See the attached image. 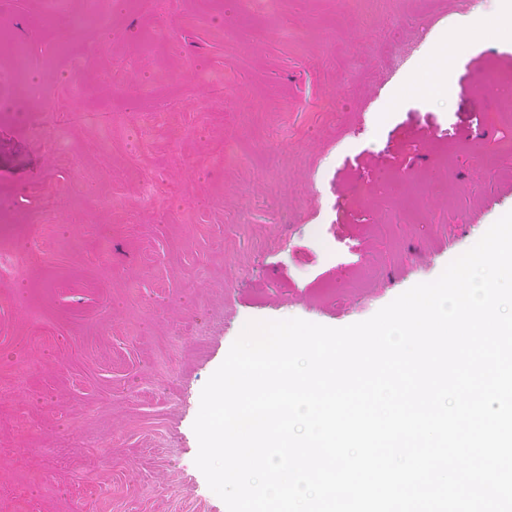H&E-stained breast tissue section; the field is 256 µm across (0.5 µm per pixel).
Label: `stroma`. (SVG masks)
<instances>
[{
    "mask_svg": "<svg viewBox=\"0 0 512 512\" xmlns=\"http://www.w3.org/2000/svg\"><path fill=\"white\" fill-rule=\"evenodd\" d=\"M1 19L0 512H227L193 423L244 325L367 320L512 211V0ZM3 55H8L17 63L21 71L33 66L25 46L16 39L8 26L0 23V56L3 57Z\"/></svg>",
    "mask_w": 512,
    "mask_h": 512,
    "instance_id": "1",
    "label": "stroma"
}]
</instances>
